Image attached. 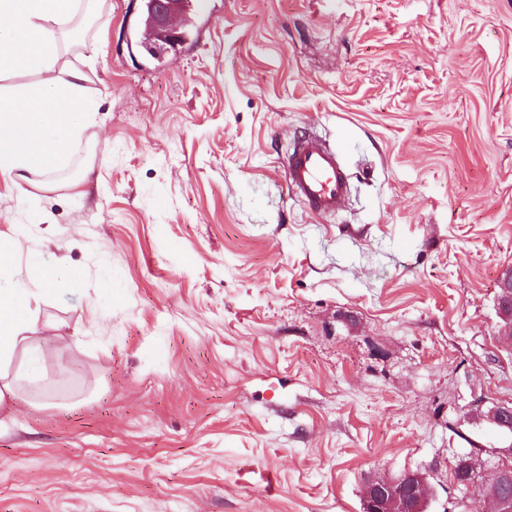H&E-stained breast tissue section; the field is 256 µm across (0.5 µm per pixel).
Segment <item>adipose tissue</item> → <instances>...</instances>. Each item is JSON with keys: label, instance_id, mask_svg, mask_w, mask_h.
<instances>
[{"label": "adipose tissue", "instance_id": "1", "mask_svg": "<svg viewBox=\"0 0 512 512\" xmlns=\"http://www.w3.org/2000/svg\"><path fill=\"white\" fill-rule=\"evenodd\" d=\"M79 0H0V76L40 74L38 83L0 93V174L22 184L48 177L68 163L66 146L78 140L96 107L84 93V75L62 60L63 36ZM14 261L8 241H0V406L16 393L19 382L40 373L42 346L29 336V300L49 293L57 279L54 267L35 265L34 287L12 282ZM24 355L21 372L10 374L16 355Z\"/></svg>", "mask_w": 512, "mask_h": 512}]
</instances>
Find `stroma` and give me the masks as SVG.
Masks as SVG:
<instances>
[{"label": "stroma", "instance_id": "stroma-1", "mask_svg": "<svg viewBox=\"0 0 512 512\" xmlns=\"http://www.w3.org/2000/svg\"><path fill=\"white\" fill-rule=\"evenodd\" d=\"M144 3L77 17L68 175L0 177L11 279L59 269L0 512H363L407 470L457 512L467 440L501 445L472 401H512V0H202L158 61ZM310 129L351 174L333 220L276 163ZM500 318L503 325L499 336L502 340L512 342V275L507 276L501 283Z\"/></svg>", "mask_w": 512, "mask_h": 512}]
</instances>
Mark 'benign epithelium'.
<instances>
[{"mask_svg": "<svg viewBox=\"0 0 512 512\" xmlns=\"http://www.w3.org/2000/svg\"><path fill=\"white\" fill-rule=\"evenodd\" d=\"M182 0H147L146 19L143 34L157 42L174 48L182 43L184 34L176 23L181 13ZM500 330L502 340L512 342V275L501 283ZM475 411L482 419L504 433L512 435V402L495 403L484 408V402L475 404ZM475 478L468 484V494L481 493L486 500L487 512H512V500H504L495 495L497 487L512 479V448L501 458L498 465L487 470L476 459L467 461ZM431 488L425 474L418 470H407L397 478L374 476L364 487V512H427Z\"/></svg>", "mask_w": 512, "mask_h": 512, "instance_id": "7a95c632", "label": "benign epithelium"}]
</instances>
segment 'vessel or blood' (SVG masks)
Listing matches in <instances>:
<instances>
[{
  "instance_id": "b4317fda",
  "label": "vessel or blood",
  "mask_w": 512,
  "mask_h": 512,
  "mask_svg": "<svg viewBox=\"0 0 512 512\" xmlns=\"http://www.w3.org/2000/svg\"><path fill=\"white\" fill-rule=\"evenodd\" d=\"M277 162L288 193L311 214L330 219L342 211L350 191L349 175L326 141L316 135L296 137Z\"/></svg>"
}]
</instances>
